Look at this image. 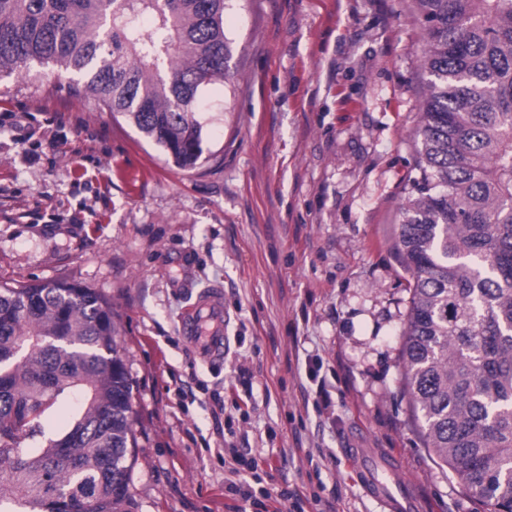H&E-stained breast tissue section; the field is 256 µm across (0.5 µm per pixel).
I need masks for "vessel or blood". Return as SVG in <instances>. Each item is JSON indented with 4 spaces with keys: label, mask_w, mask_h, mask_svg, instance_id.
<instances>
[{
    "label": "vessel or blood",
    "mask_w": 512,
    "mask_h": 512,
    "mask_svg": "<svg viewBox=\"0 0 512 512\" xmlns=\"http://www.w3.org/2000/svg\"><path fill=\"white\" fill-rule=\"evenodd\" d=\"M182 336L193 345L200 357L212 361L223 359L228 341L224 334V307L216 295L203 297L183 318L180 325ZM357 458L359 471L366 479L368 493L378 499L384 512H417L419 501L410 488L400 487L396 491H385L377 479L380 471H388L389 465L372 448L351 449Z\"/></svg>",
    "instance_id": "1"
}]
</instances>
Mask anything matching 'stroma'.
<instances>
[{"instance_id": "obj_1", "label": "stroma", "mask_w": 512, "mask_h": 512, "mask_svg": "<svg viewBox=\"0 0 512 512\" xmlns=\"http://www.w3.org/2000/svg\"><path fill=\"white\" fill-rule=\"evenodd\" d=\"M224 32L231 78L199 94L190 171L73 96L57 67L0 76V283L68 280L111 302L135 381L136 512L240 505L224 488L228 432L259 462L244 490L305 489L308 512H383L352 435L394 462L422 512H484L424 449L402 388L413 0H227ZM214 286L229 351L207 364L180 320Z\"/></svg>"}]
</instances>
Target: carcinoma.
<instances>
[{"label":"carcinoma","instance_id":"obj_1","mask_svg":"<svg viewBox=\"0 0 512 512\" xmlns=\"http://www.w3.org/2000/svg\"><path fill=\"white\" fill-rule=\"evenodd\" d=\"M417 175L395 247L412 277L409 421L487 512H512V0H414ZM226 0H0V74L72 75L182 170L200 90L229 77ZM151 21L144 32L143 20ZM112 305L67 281L0 284V512H134V380ZM63 407L69 428L48 426ZM29 440L33 449L20 448Z\"/></svg>","mask_w":512,"mask_h":512}]
</instances>
